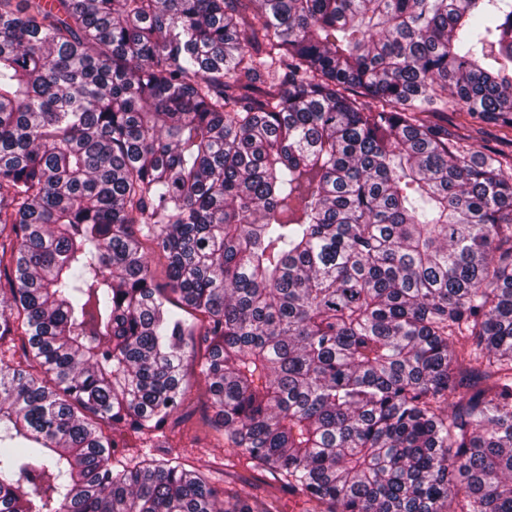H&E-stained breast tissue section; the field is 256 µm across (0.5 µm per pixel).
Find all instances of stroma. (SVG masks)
I'll list each match as a JSON object with an SVG mask.
<instances>
[{"instance_id": "obj_1", "label": "stroma", "mask_w": 512, "mask_h": 512, "mask_svg": "<svg viewBox=\"0 0 512 512\" xmlns=\"http://www.w3.org/2000/svg\"><path fill=\"white\" fill-rule=\"evenodd\" d=\"M199 363L196 356L187 357L184 362L187 399L181 410L169 419L163 437L139 438L115 429V438L126 444L120 453L121 460L132 465L172 454L204 472L217 488L229 486L253 498L274 493L280 498L283 512H301V500L280 491L270 474L247 467L245 461L229 459L224 434L213 426L215 414Z\"/></svg>"}]
</instances>
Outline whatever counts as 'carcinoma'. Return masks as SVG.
I'll return each instance as SVG.
<instances>
[{
	"label": "carcinoma",
	"mask_w": 512,
	"mask_h": 512,
	"mask_svg": "<svg viewBox=\"0 0 512 512\" xmlns=\"http://www.w3.org/2000/svg\"><path fill=\"white\" fill-rule=\"evenodd\" d=\"M489 120L512 0H0V341L40 368L0 358V512H282L114 468L194 334L227 450L302 512H512Z\"/></svg>",
	"instance_id": "obj_1"
}]
</instances>
